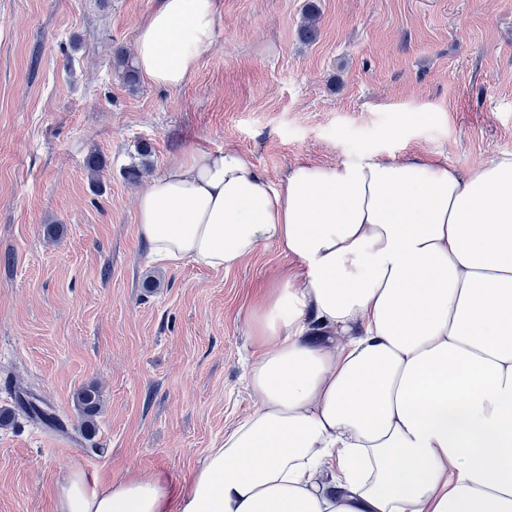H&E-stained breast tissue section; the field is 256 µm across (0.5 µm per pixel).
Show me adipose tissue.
<instances>
[{
    "mask_svg": "<svg viewBox=\"0 0 512 512\" xmlns=\"http://www.w3.org/2000/svg\"><path fill=\"white\" fill-rule=\"evenodd\" d=\"M218 0H160L138 29L151 83L184 85ZM155 261L295 262L255 297L254 400L178 495L73 470L56 512H512V155L468 173L373 152L271 184L232 149L152 176Z\"/></svg>",
    "mask_w": 512,
    "mask_h": 512,
    "instance_id": "1",
    "label": "adipose tissue"
}]
</instances>
